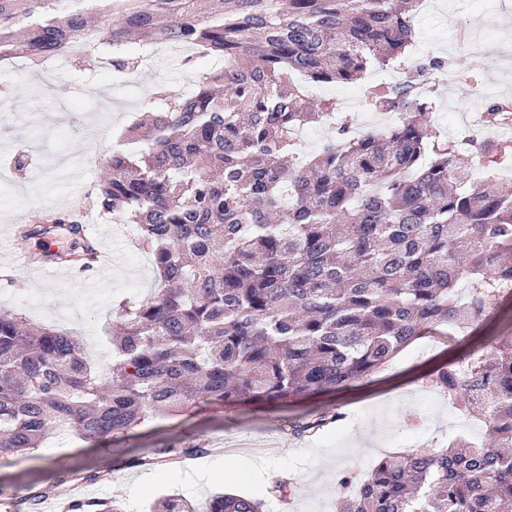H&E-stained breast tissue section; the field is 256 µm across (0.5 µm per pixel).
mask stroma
<instances>
[{
    "instance_id": "1",
    "label": "stroma",
    "mask_w": 512,
    "mask_h": 512,
    "mask_svg": "<svg viewBox=\"0 0 512 512\" xmlns=\"http://www.w3.org/2000/svg\"><path fill=\"white\" fill-rule=\"evenodd\" d=\"M417 61L450 59L461 75L455 83L428 74L436 109L433 121L447 138L482 134L480 115L488 99H512V0H428L414 13ZM484 33L486 48L453 44L459 26ZM183 48L167 46L146 53L133 81L108 77L101 68L57 58L55 75L68 93L58 98L44 84V71L23 60L0 63V165L10 164L18 149L29 154L23 175L0 183V307L26 314L31 320L75 331L88 357L100 366L111 359L112 306L154 286L155 269L144 251L128 246L120 225L103 218L100 242L112 258V269L101 289L86 286L83 276L57 277L45 284L31 282L11 261L15 236L9 224H34L53 212L82 207L101 176L97 161L85 160V130L95 123L105 150H123L122 134L142 112L149 94L163 87L190 93L197 73L215 60L186 61ZM403 75L371 69L358 83L315 87L318 99L352 95L345 116L353 127L369 131L376 123L364 107L366 92L379 84H395ZM444 336L420 339L383 370L353 390L295 402L277 411L263 406L247 409L200 405L180 416L150 422L112 450L87 448L69 434L23 456L0 457V485L26 494L52 481L56 470L102 475L103 498L123 501L126 512H147L160 495L203 499L218 491L243 492L267 501V512H336L338 480L344 470L368 474L383 452L402 454L415 448H440L464 435L485 439L482 420L462 414L446 392L434 386L430 373L465 352ZM323 411L341 413L338 422L314 434L295 438L292 419ZM190 438L205 439L209 458L224 469L210 481L188 483L185 464L154 462L134 466V457L153 458L157 448Z\"/></svg>"
}]
</instances>
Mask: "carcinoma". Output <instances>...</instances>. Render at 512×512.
<instances>
[{"mask_svg": "<svg viewBox=\"0 0 512 512\" xmlns=\"http://www.w3.org/2000/svg\"><path fill=\"white\" fill-rule=\"evenodd\" d=\"M418 0H0V62L70 52L96 35L82 65L139 67L127 53L159 44L202 47L220 66L190 95L165 90L144 103L146 131L127 130L134 152L103 159L108 177L92 207L134 224L153 260L156 288L112 306V363L99 370L80 336L0 309V455L32 452L57 429L110 448L153 418L193 403L275 408L350 390L409 344L445 324L471 335L512 300V182L471 181L457 144L433 125L434 101L417 78L456 76L442 58L365 98L399 122L354 132L336 102L312 106L293 76L352 83L369 68H410ZM512 101L489 100L494 129ZM330 124L335 136L300 158L290 131ZM470 163L496 170L512 140L473 142ZM83 240L80 271L99 242ZM465 293H460V288ZM457 408L487 422L493 447L457 438L446 448L385 456L368 479H339L337 512H509L512 508V332L490 336L432 373ZM340 417L289 424L304 436ZM178 461L205 452L183 443ZM72 473L19 496L0 486L8 512H36ZM69 512H123L112 499L75 500ZM152 512H265L249 495L202 502L166 495Z\"/></svg>", "mask_w": 512, "mask_h": 512, "instance_id": "cac0c4a2", "label": "carcinoma"}]
</instances>
